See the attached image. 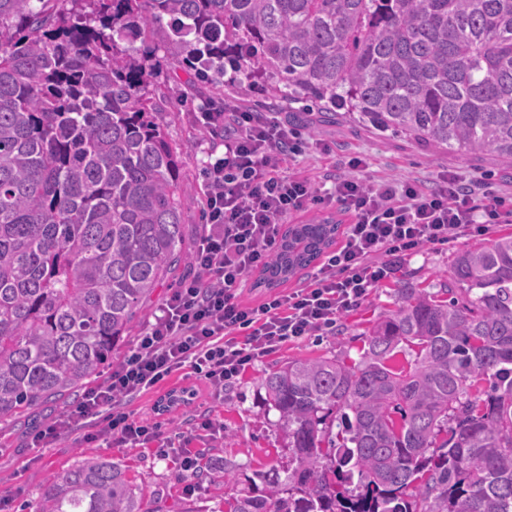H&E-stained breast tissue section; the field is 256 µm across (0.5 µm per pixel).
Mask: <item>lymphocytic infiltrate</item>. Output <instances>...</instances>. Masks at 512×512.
<instances>
[{"label":"lymphocytic infiltrate","mask_w":512,"mask_h":512,"mask_svg":"<svg viewBox=\"0 0 512 512\" xmlns=\"http://www.w3.org/2000/svg\"><path fill=\"white\" fill-rule=\"evenodd\" d=\"M209 133H223L224 154L202 171L205 224L193 258L194 274L165 300L130 354L81 400L35 432L34 448H51L94 424L93 439L133 448H169L159 424L120 411L125 398L190 368L224 394L260 357L335 326L420 248L444 246L512 223V203L489 184L473 188L441 173L432 190L413 181L360 178L365 162L349 158L343 172L326 174L327 189L286 172L299 153L298 133L265 112L236 104L200 115ZM339 207L351 216L343 241L309 274L304 286L270 295L251 307L240 300L248 274L266 268L292 214Z\"/></svg>","instance_id":"1"}]
</instances>
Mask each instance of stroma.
Returning <instances> with one entry per match:
<instances>
[{
  "label": "stroma",
  "instance_id": "35a3bbf8",
  "mask_svg": "<svg viewBox=\"0 0 512 512\" xmlns=\"http://www.w3.org/2000/svg\"><path fill=\"white\" fill-rule=\"evenodd\" d=\"M166 32V27H158L150 44L159 62L155 83L165 93L172 112L164 130L184 161L183 248L190 252L198 242L204 222L201 170L211 153L224 151L223 136L210 134L200 125V108L209 102L220 104L228 100L255 112L259 105L245 86L234 87L223 79L205 80L197 71L173 60L166 50ZM280 115L289 120L307 144L304 153L289 161L291 171L302 175L316 178L338 169L344 158L359 156L366 162L362 175L367 179L412 180L429 189L442 172L458 174L468 184L488 174L503 195L512 197V164L493 153L466 159L457 152L425 146L401 134H381L342 120L322 122L317 111L299 106L281 110ZM484 239L468 236L445 246L420 249L400 263L394 279L373 288L356 312L337 321L333 331L288 344L256 361L225 387L221 399H214L204 383L185 369L122 402V410L155 419L166 431L187 430L195 417L203 414L220 420L224 425L223 437L202 438L194 441L192 448L224 462L230 472L228 478L196 481L194 491L189 493L174 457H160L154 448L110 446L88 440L80 432L63 437L55 447L32 448L25 428L11 425L0 430V512H35L43 487L57 474L89 457L125 465L137 493L153 512H222L225 502L231 501L242 488L234 480V472L269 469L285 453L287 441L278 427L279 414L265 408V374L293 358L358 359L370 320L395 308V279H407L422 288L439 283L450 275L458 251L483 244ZM189 387L200 392L189 405L154 413L156 402Z\"/></svg>",
  "mask_w": 512,
  "mask_h": 512
}]
</instances>
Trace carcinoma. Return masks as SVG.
<instances>
[{
    "label": "carcinoma",
    "instance_id": "1",
    "mask_svg": "<svg viewBox=\"0 0 512 512\" xmlns=\"http://www.w3.org/2000/svg\"><path fill=\"white\" fill-rule=\"evenodd\" d=\"M166 18L173 54L273 107L512 162V0H0V425L75 399L183 258V161L134 48ZM337 231L288 225L254 287ZM394 296L358 362L266 373L287 460L244 475L227 512H512V232ZM36 512L150 510L96 457Z\"/></svg>",
    "mask_w": 512,
    "mask_h": 512
}]
</instances>
